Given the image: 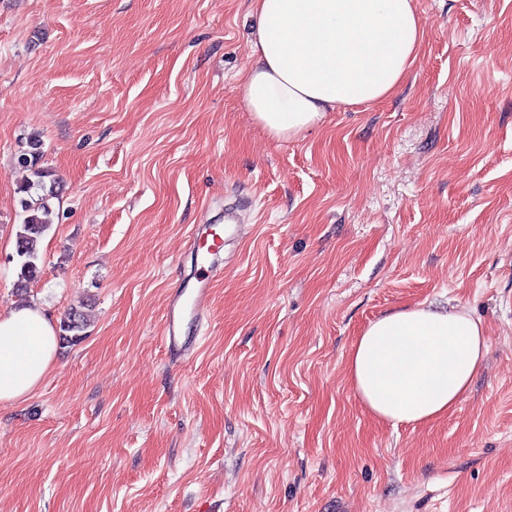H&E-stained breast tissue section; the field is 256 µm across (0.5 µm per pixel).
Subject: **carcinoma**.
<instances>
[{"label":"carcinoma","mask_w":512,"mask_h":512,"mask_svg":"<svg viewBox=\"0 0 512 512\" xmlns=\"http://www.w3.org/2000/svg\"><path fill=\"white\" fill-rule=\"evenodd\" d=\"M28 150L20 157L21 163L31 168L35 180L23 188L27 198L21 201L24 218L21 230L17 234L18 274L16 285L25 288L39 273L40 241L50 229L49 216L52 212L50 199L55 197L54 189L47 184H56L52 170L39 166L42 158L43 143L39 136L32 135L27 141ZM85 314L77 309L71 310L59 324V338L69 343L82 339L85 327Z\"/></svg>","instance_id":"cac0c4a2"}]
</instances>
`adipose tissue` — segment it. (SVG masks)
Instances as JSON below:
<instances>
[{
    "label": "adipose tissue",
    "mask_w": 512,
    "mask_h": 512,
    "mask_svg": "<svg viewBox=\"0 0 512 512\" xmlns=\"http://www.w3.org/2000/svg\"><path fill=\"white\" fill-rule=\"evenodd\" d=\"M248 112L272 137L294 138L327 113L391 97L418 57L415 0H252ZM56 327L35 303L0 317V402L31 396L54 364ZM488 353L481 320L423 304L371 322L347 357L363 406L397 426L448 416Z\"/></svg>",
    "instance_id": "adipose-tissue-1"
}]
</instances>
